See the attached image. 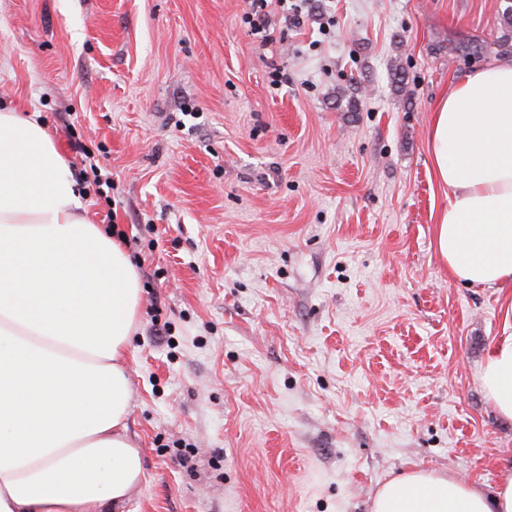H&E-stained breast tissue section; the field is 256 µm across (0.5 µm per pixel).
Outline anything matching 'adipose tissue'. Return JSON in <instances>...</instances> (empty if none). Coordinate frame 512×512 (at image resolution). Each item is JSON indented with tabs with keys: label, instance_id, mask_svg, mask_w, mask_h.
<instances>
[{
	"label": "adipose tissue",
	"instance_id": "adipose-tissue-1",
	"mask_svg": "<svg viewBox=\"0 0 512 512\" xmlns=\"http://www.w3.org/2000/svg\"><path fill=\"white\" fill-rule=\"evenodd\" d=\"M431 146L449 276L512 288V57L437 104ZM82 207L43 123L0 110V512H122L144 476L127 424L138 272ZM479 379L512 420V332L492 341ZM372 512H512V468L488 492L413 470L380 488Z\"/></svg>",
	"mask_w": 512,
	"mask_h": 512
}]
</instances>
